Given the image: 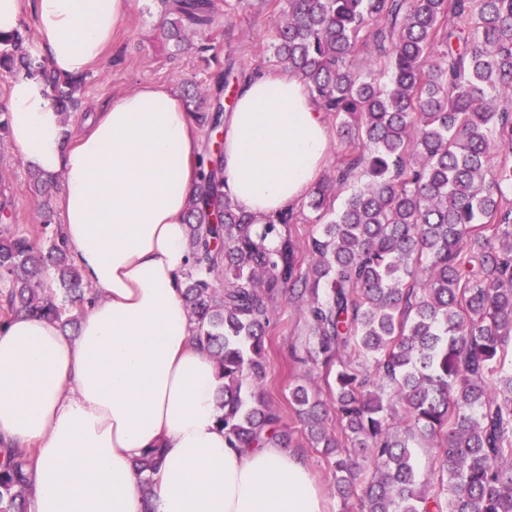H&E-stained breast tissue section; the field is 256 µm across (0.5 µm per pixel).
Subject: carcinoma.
I'll list each match as a JSON object with an SVG mask.
<instances>
[{
    "label": "carcinoma",
    "mask_w": 512,
    "mask_h": 512,
    "mask_svg": "<svg viewBox=\"0 0 512 512\" xmlns=\"http://www.w3.org/2000/svg\"><path fill=\"white\" fill-rule=\"evenodd\" d=\"M283 2L274 52L354 149L310 190L328 220L302 248L288 215L256 223L224 197L220 157H201L183 298L224 380L219 422L233 448L292 443L262 393L287 289L306 302V350L327 388L322 399L298 384L292 405L354 512H512V113L499 104L512 92V0ZM161 4L177 46L213 22V0ZM363 53L387 81L356 71ZM0 68L41 77L66 118L78 106L83 79L55 76L19 34L0 41ZM244 78L230 63L215 84ZM352 178L362 183L337 212ZM0 284L9 313L63 330L91 294L58 234L0 235ZM163 456L137 462L146 495ZM34 459L0 457V512H31Z\"/></svg>",
    "instance_id": "cac0c4a2"
}]
</instances>
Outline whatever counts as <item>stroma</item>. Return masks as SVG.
Here are the masks:
<instances>
[{
  "mask_svg": "<svg viewBox=\"0 0 512 512\" xmlns=\"http://www.w3.org/2000/svg\"><path fill=\"white\" fill-rule=\"evenodd\" d=\"M214 24L191 32L182 47L160 38L163 23L159 0H131L112 46L105 57L84 73L81 107L69 119L78 125L84 117L99 111L106 103L145 82L182 89L194 81L203 96L191 108L208 111V91L215 75L227 62L246 73L279 69L273 45L276 26L282 15V0H214ZM0 191L13 202L12 229L41 228L45 213L41 198L34 192L30 169L11 141L0 143ZM304 302L280 297L273 312L268 334L267 371L264 390L294 433L293 451L308 463L325 500L327 512H345L336 495L332 470L319 450L311 448L303 426L290 403L291 390L305 383L306 369L299 359L305 354Z\"/></svg>",
  "mask_w": 512,
  "mask_h": 512,
  "instance_id": "stroma-1",
  "label": "stroma"
}]
</instances>
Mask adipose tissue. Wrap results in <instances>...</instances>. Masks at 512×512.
<instances>
[{"mask_svg": "<svg viewBox=\"0 0 512 512\" xmlns=\"http://www.w3.org/2000/svg\"><path fill=\"white\" fill-rule=\"evenodd\" d=\"M129 0H0V40L32 12L57 76L101 61ZM10 138L61 180L62 236L97 291L75 339L56 321H0V447L34 449L31 512H324L301 455L231 448L221 381L182 298L186 209L198 183L201 114L146 84L65 133L40 79L12 81ZM224 194L257 223L294 209L323 167L328 125L286 71L251 75L224 115ZM164 458L144 499L135 460Z\"/></svg>", "mask_w": 512, "mask_h": 512, "instance_id": "adipose-tissue-1", "label": "adipose tissue"}]
</instances>
